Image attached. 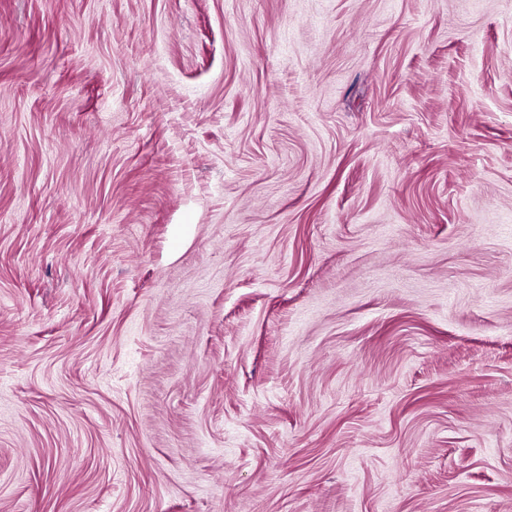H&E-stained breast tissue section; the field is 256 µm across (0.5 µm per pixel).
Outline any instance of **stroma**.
I'll list each match as a JSON object with an SVG mask.
<instances>
[{
	"label": "stroma",
	"instance_id": "1",
	"mask_svg": "<svg viewBox=\"0 0 512 512\" xmlns=\"http://www.w3.org/2000/svg\"><path fill=\"white\" fill-rule=\"evenodd\" d=\"M0 512H512V0H0Z\"/></svg>",
	"mask_w": 512,
	"mask_h": 512
}]
</instances>
